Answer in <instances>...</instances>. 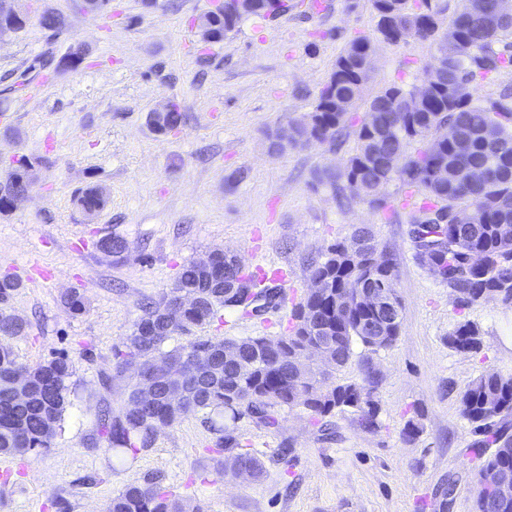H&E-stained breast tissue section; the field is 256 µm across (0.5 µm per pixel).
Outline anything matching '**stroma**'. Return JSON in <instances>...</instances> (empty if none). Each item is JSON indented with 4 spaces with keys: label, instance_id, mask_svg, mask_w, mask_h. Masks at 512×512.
Returning a JSON list of instances; mask_svg holds the SVG:
<instances>
[{
    "label": "stroma",
    "instance_id": "35a3bbf8",
    "mask_svg": "<svg viewBox=\"0 0 512 512\" xmlns=\"http://www.w3.org/2000/svg\"><path fill=\"white\" fill-rule=\"evenodd\" d=\"M327 2L319 16L303 6L277 19L245 16L205 44L195 20L213 0H110L100 14L81 0H19L29 21L0 38V173L24 155L35 181L15 211L0 215V276L22 281L12 308L29 327L10 341L17 361L67 354L73 396L48 451L0 456V512H108L113 495L149 477L201 512H475L480 460L459 398L483 374L512 375V307L487 299L459 308L416 262L406 216L340 207L314 175L340 167L345 150L268 152V132L312 111L353 37L375 40L368 97L394 83L421 84L433 61L427 45L375 39L370 0ZM45 12L63 14L65 28L45 29ZM77 46L84 62L61 67ZM170 100L185 120L162 135L148 117ZM235 174L239 184L227 189ZM89 187L107 197L91 217L75 202ZM361 224L395 255L403 305L395 343L373 354L355 345L340 373L359 380L365 356L379 370L378 430H360L348 410L332 417L331 441L297 410L275 430L241 420L244 442L263 453L254 481L225 479V453L195 417L160 430L136 459L113 457L98 411H120L134 380L114 352L181 265L226 249L252 270L282 266L287 301L266 321L233 315L174 344L274 336L309 286L308 258ZM113 235L129 244L123 258L98 246ZM72 288L87 297L79 315L60 302ZM466 320L482 333L480 353L448 344ZM414 415L423 431L408 443L402 429Z\"/></svg>",
    "mask_w": 512,
    "mask_h": 512
}]
</instances>
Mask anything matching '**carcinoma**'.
I'll return each instance as SVG.
<instances>
[{"label": "carcinoma", "instance_id": "carcinoma-1", "mask_svg": "<svg viewBox=\"0 0 512 512\" xmlns=\"http://www.w3.org/2000/svg\"><path fill=\"white\" fill-rule=\"evenodd\" d=\"M298 7L288 0H254L251 13L278 18ZM376 18L390 15L394 35L376 24L377 38L397 45L411 37L433 49L437 65L425 71L424 93L392 84L365 101V111L354 112L370 79L372 40L357 36L336 59L328 80L319 91L312 111L292 120L294 131L286 148H304L310 136L323 144L354 143L341 168L317 175L329 185L340 205L363 203L374 210L393 211L396 196L407 210L415 258L423 267L441 271L442 282L462 307L492 298L512 300V87L505 86L486 98L477 89L494 82L512 68V12L504 13L499 0H463L461 8L442 29L430 0H371ZM214 40L233 31L237 22L230 7L204 14ZM26 17L0 13V37L15 32ZM182 113L176 102L166 116H157L158 129L180 126ZM469 144L457 148L448 130ZM34 163L22 156L0 177L6 185L30 183ZM76 203L86 212L104 208L100 189L88 188ZM208 267L196 260L184 263L169 287L190 293L197 304L186 310L179 323L169 324L160 305L167 296L143 305V315L117 352L125 364L151 367L165 358L187 360L198 351L223 352L226 344H240L242 367L226 366L212 376L206 392L184 406L160 389L149 406L139 405L141 379L130 387L126 404L117 416L99 410L108 430L115 457L133 458L151 448L158 430L183 419L199 417L216 435L215 445L231 453L224 460V475L237 477L247 470L251 477L263 473L259 453L244 448L238 421L247 418L265 428L279 426L281 414L301 409L321 430L328 418L351 409L362 430L379 427L374 399L378 375L366 361L358 382H343L336 373L350 362L353 345L375 353L391 346L399 336L376 345L361 331L369 319L357 300L364 280L373 278L395 289L396 260L380 247L372 230L363 224L344 240L327 246L308 259L310 279L322 283V293L307 292L296 305L288 329L278 336L198 339L170 350L163 346L175 335H185L221 319L220 312L260 317L283 301L274 278L262 270L240 271L222 261ZM21 287L15 278L0 279V317ZM74 314L86 310L84 292L73 288L60 296ZM326 340L340 360L331 364L327 377L311 371L301 383L289 378L298 371L303 351ZM275 344L272 350L267 344ZM451 348L464 346L481 352L478 327L459 323L448 337ZM22 374L30 387L22 401L14 398V381ZM71 362L59 354L35 366L17 362L13 350L0 346V456L18 457L51 447L58 424L71 405ZM460 415L471 425V443L481 459L475 473L476 512H489L487 485L493 470H512V376L481 375L459 399ZM109 512H186L184 500L166 491L158 481L131 484L112 497Z\"/></svg>", "mask_w": 512, "mask_h": 512}]
</instances>
